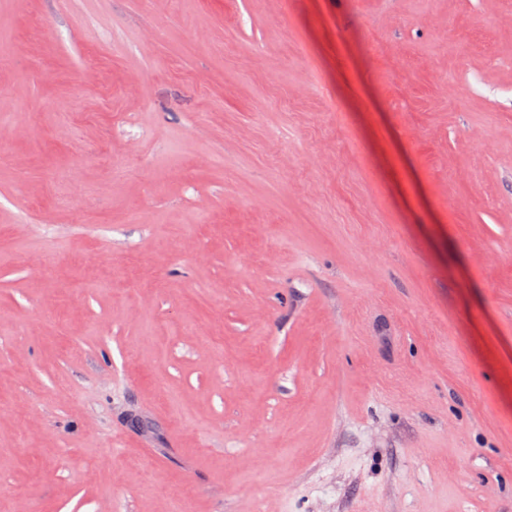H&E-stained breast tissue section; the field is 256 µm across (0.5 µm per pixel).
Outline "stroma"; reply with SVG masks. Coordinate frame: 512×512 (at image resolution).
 I'll return each mask as SVG.
<instances>
[{"instance_id":"stroma-1","label":"stroma","mask_w":512,"mask_h":512,"mask_svg":"<svg viewBox=\"0 0 512 512\" xmlns=\"http://www.w3.org/2000/svg\"><path fill=\"white\" fill-rule=\"evenodd\" d=\"M178 487L512 512V0H0V512Z\"/></svg>"}]
</instances>
